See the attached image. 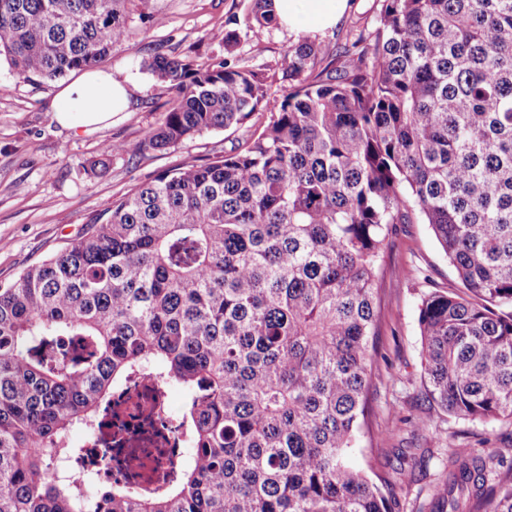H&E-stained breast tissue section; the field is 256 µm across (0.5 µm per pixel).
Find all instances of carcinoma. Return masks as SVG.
<instances>
[{"instance_id": "1", "label": "carcinoma", "mask_w": 512, "mask_h": 512, "mask_svg": "<svg viewBox=\"0 0 512 512\" xmlns=\"http://www.w3.org/2000/svg\"><path fill=\"white\" fill-rule=\"evenodd\" d=\"M129 0H0V57L27 82L92 70L130 35ZM216 32L223 60L156 53L176 92L134 146L166 150L267 120L203 165L159 173L59 253L0 285V512H392L352 469L377 357L376 298L395 225L429 224L464 291L419 309L427 396L512 422V0H381L341 47L288 48L270 101L240 64L239 27L279 26L252 0ZM64 336L85 363L52 362ZM150 365L186 401L192 458L176 484L91 496L55 472L112 388ZM456 451L430 512H512V462Z\"/></svg>"}]
</instances>
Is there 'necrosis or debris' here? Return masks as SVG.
Wrapping results in <instances>:
<instances>
[{
	"label": "necrosis or debris",
	"instance_id": "obj_1",
	"mask_svg": "<svg viewBox=\"0 0 512 512\" xmlns=\"http://www.w3.org/2000/svg\"><path fill=\"white\" fill-rule=\"evenodd\" d=\"M152 369L137 371L114 395L101 426L64 473L80 481L96 474L135 496L153 494L177 473L189 450L170 409L167 389L156 385Z\"/></svg>",
	"mask_w": 512,
	"mask_h": 512
}]
</instances>
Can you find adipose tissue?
Wrapping results in <instances>:
<instances>
[{
	"label": "adipose tissue",
	"instance_id": "ef3b65f1",
	"mask_svg": "<svg viewBox=\"0 0 512 512\" xmlns=\"http://www.w3.org/2000/svg\"><path fill=\"white\" fill-rule=\"evenodd\" d=\"M348 0H275L281 25L292 30L326 31L335 27ZM134 76L115 79L108 70H90L60 85L51 102L55 122L75 135L111 126L132 102Z\"/></svg>",
	"mask_w": 512,
	"mask_h": 512
}]
</instances>
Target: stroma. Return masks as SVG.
Masks as SVG:
<instances>
[{"label":"stroma","mask_w":512,"mask_h":512,"mask_svg":"<svg viewBox=\"0 0 512 512\" xmlns=\"http://www.w3.org/2000/svg\"><path fill=\"white\" fill-rule=\"evenodd\" d=\"M249 0H156V17L130 16V36L114 46L102 68L116 79L133 73L138 82L134 104L112 126L75 137L54 122L50 103L57 81L17 79L0 61V282L22 272L76 238L92 216L111 208L132 186L157 173L192 162L203 164L244 141L257 120L243 126L203 133L162 151L132 156L115 154L103 176L87 173L106 141L139 142L161 120L174 98L168 84L155 79L141 62L154 53L193 52L199 62L223 58L216 35L226 17L244 15ZM349 7L320 41L340 45L353 30L373 28L378 0H348ZM297 31L278 27L242 31L237 56L248 66L264 68L268 97L288 91L281 64ZM462 284L430 225H397L383 262L380 282L378 355L369 388L368 425L349 453L350 465L368 476L385 477L396 500L395 512H429V503L448 477V459L468 448L487 462L489 480L500 473L498 459L512 458V423L486 424L448 415L426 396L419 309L433 291H461Z\"/></svg>","instance_id":"obj_1"}]
</instances>
